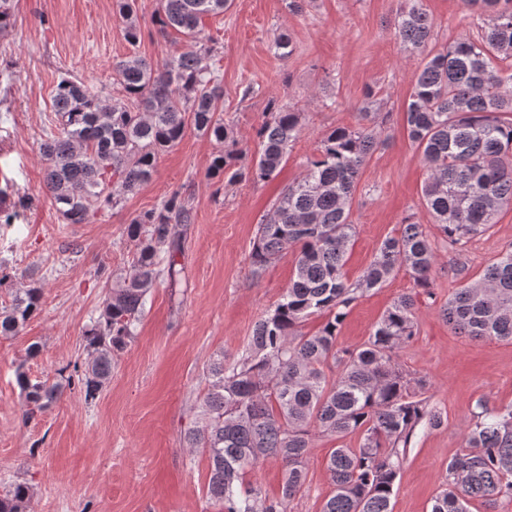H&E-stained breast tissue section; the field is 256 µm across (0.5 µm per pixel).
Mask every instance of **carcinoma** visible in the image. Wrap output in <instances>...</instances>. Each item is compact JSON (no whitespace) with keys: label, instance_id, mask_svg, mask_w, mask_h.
I'll return each mask as SVG.
<instances>
[{"label":"carcinoma","instance_id":"carcinoma-1","mask_svg":"<svg viewBox=\"0 0 512 512\" xmlns=\"http://www.w3.org/2000/svg\"><path fill=\"white\" fill-rule=\"evenodd\" d=\"M132 46L141 37L137 0H114ZM484 21L475 37L427 50L433 23L423 0L399 9L396 33L410 53H426L412 78L404 110L408 138L427 169L423 205L448 249L460 254L512 205V0H465ZM229 0H159L152 23L173 28L189 42L161 64L136 54L117 61L114 81L123 98L104 99L69 72L53 96L58 132L41 144L45 183L68 224H85L115 206L152 176L159 154L176 146L187 125L220 149L207 177L229 183L271 181L301 131V113L276 103L256 130L255 163L241 167L242 152L224 122V88L195 45L202 18L224 12ZM367 92L354 127H336L319 141L306 173L289 184L263 216L252 244L253 276L290 247L298 248L293 277L281 300L255 324L245 353L232 364L222 357L207 369L198 405L199 425L185 434L188 447L207 460L206 497L216 512H288L304 488L315 438L359 434L356 448L332 449L327 471L333 487L321 512H392L403 460L419 427H438L440 412L417 398L421 382L396 361L416 332L415 299L398 297L355 349L336 339L357 295L381 288L403 270L418 288L431 287L438 255L422 224L408 219L385 238L355 284L346 281L345 255L356 236L349 210L361 170L384 143L375 120L383 102ZM192 220L176 189L163 203L134 217L131 269L111 285L96 321L84 334L87 357L76 367L77 385L92 401L112 374V358L133 339L147 296L176 275L179 226ZM463 285L440 309L458 334L475 340L512 341V244L474 275L459 265ZM42 291H15L0 307V335L14 336L39 310ZM313 316L323 318L309 335ZM23 419L45 412L60 396L56 384L17 372ZM465 433V449L448 461L445 489L431 512H470L480 500L493 506L512 496V408L478 404ZM282 464L277 494L247 480L267 460ZM31 487L14 482L0 492V512H28Z\"/></svg>","mask_w":512,"mask_h":512}]
</instances>
